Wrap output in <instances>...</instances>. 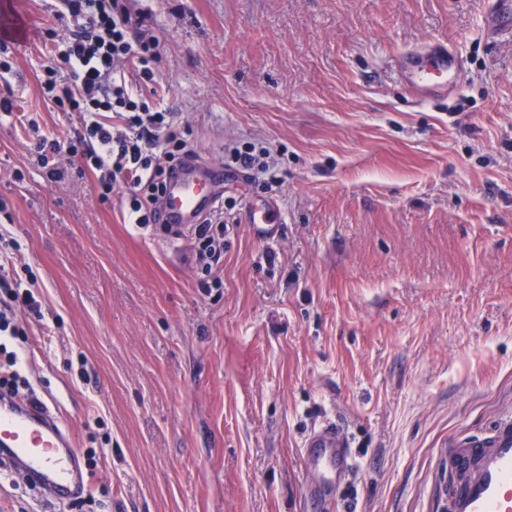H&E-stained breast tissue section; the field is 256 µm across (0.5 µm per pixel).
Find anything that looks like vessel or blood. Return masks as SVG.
Listing matches in <instances>:
<instances>
[{
  "instance_id": "1",
  "label": "vessel or blood",
  "mask_w": 512,
  "mask_h": 512,
  "mask_svg": "<svg viewBox=\"0 0 512 512\" xmlns=\"http://www.w3.org/2000/svg\"><path fill=\"white\" fill-rule=\"evenodd\" d=\"M457 66L447 44L405 54L399 76L410 89L427 96L446 86ZM222 179L207 164L189 159L166 182L158 221L187 228L199 224L222 198ZM249 222L261 236L273 235L281 215L273 205L251 209ZM344 442L334 428L315 432L308 451L331 481L335 469L347 467ZM448 453L470 466L472 476L449 496V512H512V415L485 435L465 443L449 441ZM0 457L18 466L37 486L60 503L79 497L89 483L76 440L46 401L21 396L0 397Z\"/></svg>"
}]
</instances>
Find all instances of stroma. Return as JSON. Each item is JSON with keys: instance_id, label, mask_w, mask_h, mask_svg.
Instances as JSON below:
<instances>
[{"instance_id": "1", "label": "stroma", "mask_w": 512, "mask_h": 512, "mask_svg": "<svg viewBox=\"0 0 512 512\" xmlns=\"http://www.w3.org/2000/svg\"><path fill=\"white\" fill-rule=\"evenodd\" d=\"M157 41L155 80L224 171L221 285L194 242L125 223L80 158L38 161L75 121L45 100L69 34L57 0H0V226L38 277L23 394L57 410L88 490L55 504L19 472L0 512H442L448 440L512 414V38L490 0H122ZM448 43V93L416 99L403 52ZM37 128H30L29 120ZM266 148L238 177L229 151ZM277 204L264 238L247 205ZM342 432L348 468L305 443ZM344 442L332 427L315 432L309 441V454L315 459L316 465L322 470L326 483L333 480L332 474L337 468H346L347 458L343 451Z\"/></svg>"}]
</instances>
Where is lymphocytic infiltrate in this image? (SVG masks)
Listing matches in <instances>:
<instances>
[{"label":"lymphocytic infiltrate","mask_w":512,"mask_h":512,"mask_svg":"<svg viewBox=\"0 0 512 512\" xmlns=\"http://www.w3.org/2000/svg\"><path fill=\"white\" fill-rule=\"evenodd\" d=\"M73 29L63 42L56 65L47 67L45 97L77 119L65 141H42V167L60 153L81 157L97 174L102 199L115 185H125L128 223L147 227L159 202L167 175L191 155L186 132L178 126L162 98H147L143 85L153 82L154 38L138 35L120 0H60ZM136 63L139 84L127 82L125 62ZM197 248L196 263L208 287L213 266L224 252V212L216 210L190 232ZM15 241L0 232V335L19 336V311L33 308L38 286L33 273L10 277Z\"/></svg>","instance_id":"1"}]
</instances>
